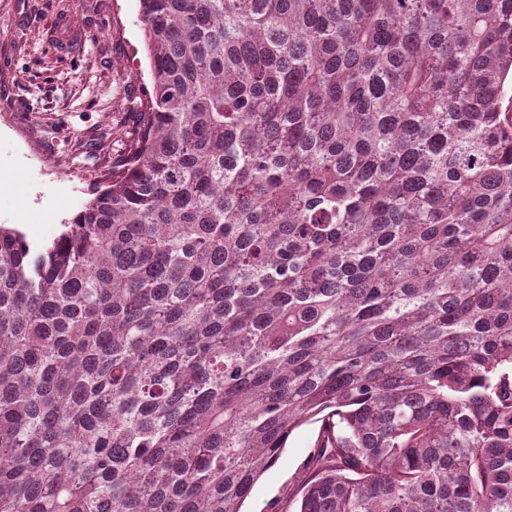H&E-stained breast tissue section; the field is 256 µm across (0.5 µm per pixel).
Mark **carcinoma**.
<instances>
[{
  "mask_svg": "<svg viewBox=\"0 0 512 512\" xmlns=\"http://www.w3.org/2000/svg\"><path fill=\"white\" fill-rule=\"evenodd\" d=\"M151 91L0 226V512H512V0H138ZM319 424H305L292 433L277 463L255 485L243 508L249 512H294L298 501L291 493L300 484V471L313 450ZM275 510L271 511L273 507Z\"/></svg>",
  "mask_w": 512,
  "mask_h": 512,
  "instance_id": "1",
  "label": "carcinoma"
}]
</instances>
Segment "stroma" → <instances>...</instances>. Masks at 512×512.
Returning <instances> with one entry per match:
<instances>
[{
  "mask_svg": "<svg viewBox=\"0 0 512 512\" xmlns=\"http://www.w3.org/2000/svg\"><path fill=\"white\" fill-rule=\"evenodd\" d=\"M85 34L56 54L57 18ZM150 85L138 0H0V225L53 240L112 181L135 138L134 97ZM317 424L289 437L246 512H297L292 492Z\"/></svg>",
  "mask_w": 512,
  "mask_h": 512,
  "instance_id": "obj_1",
  "label": "stroma"
}]
</instances>
